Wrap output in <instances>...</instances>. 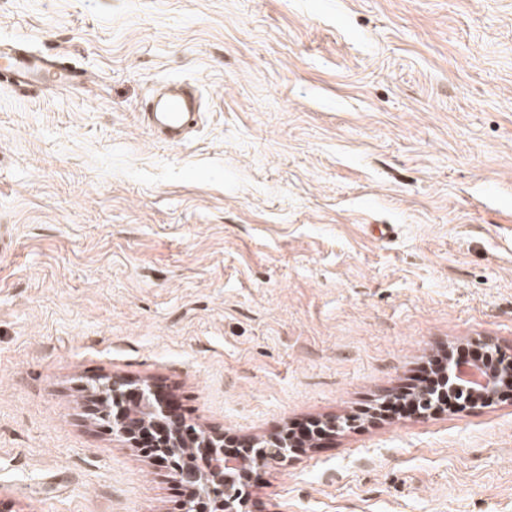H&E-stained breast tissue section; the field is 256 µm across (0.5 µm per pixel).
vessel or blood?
<instances>
[{"mask_svg": "<svg viewBox=\"0 0 512 512\" xmlns=\"http://www.w3.org/2000/svg\"><path fill=\"white\" fill-rule=\"evenodd\" d=\"M0 70L23 90L35 91L48 85L74 86L79 72L60 59L19 43H0ZM201 97L197 90L181 83L167 92L150 95L143 107L142 120L153 136L172 146L183 144L200 118Z\"/></svg>", "mask_w": 512, "mask_h": 512, "instance_id": "vessel-or-blood-1", "label": "vessel or blood"}]
</instances>
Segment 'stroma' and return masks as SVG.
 I'll return each instance as SVG.
<instances>
[{"label":"stroma","instance_id":"obj_1","mask_svg":"<svg viewBox=\"0 0 512 512\" xmlns=\"http://www.w3.org/2000/svg\"><path fill=\"white\" fill-rule=\"evenodd\" d=\"M0 40L83 74L0 79V498L177 512L86 412L117 374L235 441L336 423L249 512H512V400L374 412L448 344L512 358V0H0ZM201 96L189 85L175 83L163 94H151L141 112L153 136L172 146L183 144L200 118Z\"/></svg>","mask_w":512,"mask_h":512}]
</instances>
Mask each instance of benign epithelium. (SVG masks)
Returning <instances> with one entry per match:
<instances>
[{"label":"benign epithelium","instance_id":"7a95c632","mask_svg":"<svg viewBox=\"0 0 512 512\" xmlns=\"http://www.w3.org/2000/svg\"><path fill=\"white\" fill-rule=\"evenodd\" d=\"M482 393L486 400L512 397V361L494 370H483ZM92 415L103 419L112 436L133 448L140 447L142 434L153 427L159 439L151 445L152 456L177 473L189 495L180 505L181 512H247L248 498L242 487L251 481L253 470L260 465L288 462L295 450L286 434L252 439L233 444L243 449L236 457L225 456L224 433L202 428L187 434V423L177 412L170 397L159 386L143 381L137 385L113 375L94 395ZM200 448L197 459L180 457L176 448L183 441Z\"/></svg>","mask_w":512,"mask_h":512}]
</instances>
